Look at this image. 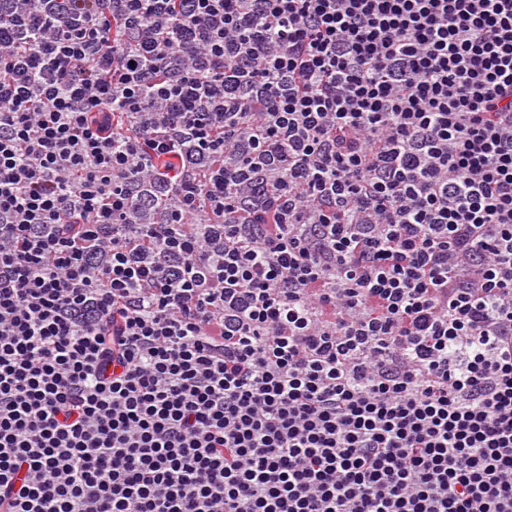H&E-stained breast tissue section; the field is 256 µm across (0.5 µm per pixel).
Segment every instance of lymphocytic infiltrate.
I'll list each match as a JSON object with an SVG mask.
<instances>
[{
    "label": "lymphocytic infiltrate",
    "mask_w": 512,
    "mask_h": 512,
    "mask_svg": "<svg viewBox=\"0 0 512 512\" xmlns=\"http://www.w3.org/2000/svg\"><path fill=\"white\" fill-rule=\"evenodd\" d=\"M0 512H512V0H0Z\"/></svg>",
    "instance_id": "obj_1"
}]
</instances>
